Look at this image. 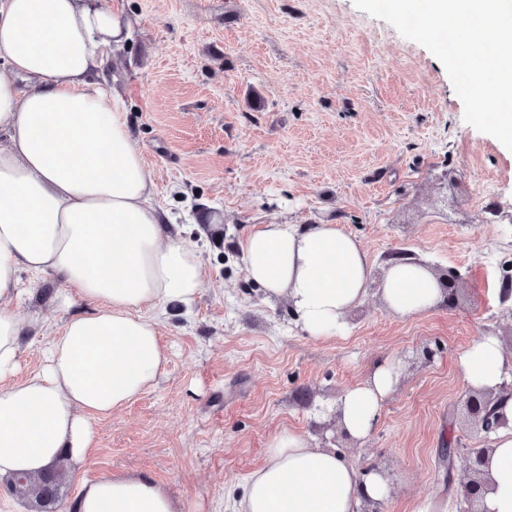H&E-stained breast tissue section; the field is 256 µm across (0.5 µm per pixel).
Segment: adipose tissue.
Returning a JSON list of instances; mask_svg holds the SVG:
<instances>
[{
    "label": "adipose tissue",
    "mask_w": 512,
    "mask_h": 512,
    "mask_svg": "<svg viewBox=\"0 0 512 512\" xmlns=\"http://www.w3.org/2000/svg\"><path fill=\"white\" fill-rule=\"evenodd\" d=\"M129 37L122 13L96 0H0V479L40 475L58 459L81 467L96 443L94 418L154 386L167 356L159 325L169 302L194 305L206 270L153 203L156 191L126 123L91 77ZM249 282L287 299L296 326L324 339L345 334L349 312L377 285L395 315L444 299L424 265H391L374 279L360 242L335 224H262L239 243ZM52 274L66 318L36 373L17 378L22 341L35 322L19 312L22 276ZM82 312H75L78 302ZM469 386L494 388L512 358L480 336L460 357ZM399 378L390 360L344 391L341 424L368 437ZM486 512H512V427L494 434ZM388 486L336 449L304 435L275 437L250 473L234 512H356ZM71 512H178L145 474L84 482Z\"/></svg>",
    "instance_id": "adipose-tissue-1"
}]
</instances>
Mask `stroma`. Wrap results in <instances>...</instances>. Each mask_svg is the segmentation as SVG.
<instances>
[{
	"label": "stroma",
	"instance_id": "stroma-1",
	"mask_svg": "<svg viewBox=\"0 0 512 512\" xmlns=\"http://www.w3.org/2000/svg\"><path fill=\"white\" fill-rule=\"evenodd\" d=\"M131 23L98 81L116 93L157 185L154 203L208 270L191 310L160 328L168 364L154 387L95 420L82 483L126 471L165 485L182 512H230L274 437L305 435L361 470L379 466L385 512H455L468 448L461 354L508 343L512 151L464 120L444 66L354 0H99ZM340 225L375 273L395 253L459 270L458 296L399 317L376 291L342 336L297 329L287 300L250 284L238 244L258 224ZM18 377L39 370L63 316L62 281L24 277ZM432 349V362L423 359ZM400 362L370 436L352 442L337 400L377 361Z\"/></svg>",
	"mask_w": 512,
	"mask_h": 512
}]
</instances>
